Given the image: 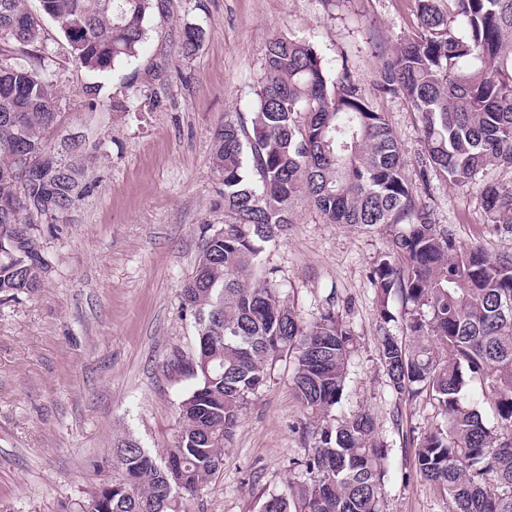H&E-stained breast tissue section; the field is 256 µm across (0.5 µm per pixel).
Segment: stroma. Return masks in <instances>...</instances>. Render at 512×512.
<instances>
[{
    "label": "stroma",
    "instance_id": "stroma-1",
    "mask_svg": "<svg viewBox=\"0 0 512 512\" xmlns=\"http://www.w3.org/2000/svg\"><path fill=\"white\" fill-rule=\"evenodd\" d=\"M147 21L135 59L93 75L77 64L50 20L59 134L98 144L85 173L88 190L55 230L37 237L49 269L42 288L0 298V512H58L62 501L112 476L104 462L117 437L152 453L170 447L177 406L189 381L166 379L161 365L197 335L180 305L205 229L224 225L210 174L215 132L248 117L256 104L266 47L278 36L312 44L329 73L349 68L374 110L385 114L407 162L405 173L436 223L462 246L505 247L489 224L480 187L419 183L418 115L399 94L379 89L380 70L418 29L416 0H168ZM204 29L193 55L180 49L186 26ZM123 99L126 111L89 109V83ZM391 230L328 224L306 198L295 222L259 263L304 321L334 303L353 337L347 384L335 416L364 411L387 448L385 512H451L447 495L415 470L416 438L442 421L433 400L399 399L380 361L383 334L405 336L391 297L382 322L372 272L390 250ZM293 359L284 357L245 410L224 467L191 512H260L301 472L312 441L297 401Z\"/></svg>",
    "mask_w": 512,
    "mask_h": 512
}]
</instances>
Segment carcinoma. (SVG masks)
I'll return each mask as SVG.
<instances>
[{
	"label": "carcinoma",
	"instance_id": "carcinoma-1",
	"mask_svg": "<svg viewBox=\"0 0 512 512\" xmlns=\"http://www.w3.org/2000/svg\"><path fill=\"white\" fill-rule=\"evenodd\" d=\"M0 0V296L31 293L48 263L31 230L54 229L86 186L96 148L85 138L53 140L57 125L51 58L42 19L55 22L71 57L93 72L134 58L159 0ZM417 33L382 66L379 90L400 93L422 124L421 182L435 175L472 183L489 166L512 168V0H417ZM184 29L182 52L203 42ZM84 94L92 109L127 111L119 99ZM257 103L246 119L224 122L210 171L220 185L224 228L202 239L182 309L197 325L195 352L175 350L166 375L191 382L178 405L173 444L156 457L128 436L112 448V479L60 512H188L186 503L224 465L240 416L295 354L292 383L313 420L301 479L272 495L267 512H384L386 448L372 419L331 412L344 394L351 333L328 309L306 323L267 276L257 274L266 244L293 223L303 193L330 224L395 228L392 252L375 267L379 316L388 299L409 306L406 343L384 335L379 357L391 389L425 392L445 421L415 453L421 477L448 494L454 512H512V248L496 257L459 247L451 228L404 176L401 144L347 68L330 76L316 48L269 41ZM490 222L512 234V188L482 185ZM476 378L488 423L464 396Z\"/></svg>",
	"mask_w": 512,
	"mask_h": 512
}]
</instances>
